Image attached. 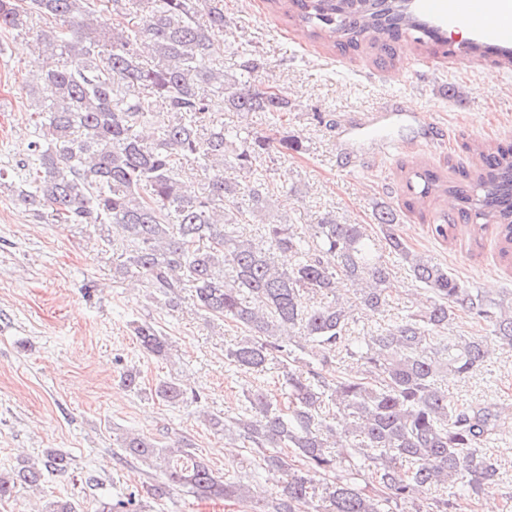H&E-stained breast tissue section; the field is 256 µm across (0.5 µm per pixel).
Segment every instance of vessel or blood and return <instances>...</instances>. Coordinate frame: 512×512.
<instances>
[{"label":"vessel or blood","mask_w":512,"mask_h":512,"mask_svg":"<svg viewBox=\"0 0 512 512\" xmlns=\"http://www.w3.org/2000/svg\"><path fill=\"white\" fill-rule=\"evenodd\" d=\"M493 0H416L415 14L424 18L442 15L455 17L467 22L481 33L489 36L501 46L512 44V26L492 23ZM425 115L407 113L392 107L382 112H368L341 125V133L346 137L377 131L400 122L425 123Z\"/></svg>","instance_id":"obj_1"}]
</instances>
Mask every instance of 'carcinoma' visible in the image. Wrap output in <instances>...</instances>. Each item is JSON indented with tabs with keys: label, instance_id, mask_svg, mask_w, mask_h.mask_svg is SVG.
<instances>
[{
	"label": "carcinoma",
	"instance_id": "cac0c4a2",
	"mask_svg": "<svg viewBox=\"0 0 512 512\" xmlns=\"http://www.w3.org/2000/svg\"><path fill=\"white\" fill-rule=\"evenodd\" d=\"M273 2L293 3L291 20L313 37L337 35L345 48L364 44L377 51L376 63L390 67L401 63L395 43L403 34L428 49L444 44L397 0ZM112 12L104 19L96 0H0V31L34 34L44 57L26 85L33 162L19 173L0 167V188L38 219L108 226L122 242L114 273L140 274L152 297L173 308L188 290L199 309L243 328L247 336L225 351L229 365L263 372L274 360L282 364L286 405L254 390L245 395L244 414L206 415L211 430L250 445L268 474L281 477L265 512H393L391 503L413 502L423 488L471 497L494 488L498 467L483 445L505 407H461L439 379L448 371L465 377L497 349L512 347V304L486 300L412 251L392 212L381 211L376 221L390 253L429 297L379 332L352 336L350 301L383 312L391 270L360 224L327 216L298 225L270 213L269 189L251 180L253 161L273 149L298 151L301 143L252 135L214 116L222 103L243 118L265 112L276 125L288 118V101L256 84L257 60L245 61L235 79L224 75V50L210 35L224 29V9L215 0H112ZM466 149L477 163L453 185L428 169L407 173L405 206L453 193L460 218L480 229L494 219L501 254L512 255V145ZM188 162L204 175L193 193L179 177ZM226 168L241 179L224 177ZM260 215L261 238L246 236L240 225ZM457 229L445 215L430 225L445 242L457 239ZM278 253L293 255L294 265L280 268ZM310 293L332 300L309 306ZM460 313L488 322L490 335L442 338ZM133 334L144 353L169 357L170 339L153 324L137 323ZM342 352L350 359L344 375L325 380L331 358ZM153 393L177 406L187 389L170 377ZM333 409L339 432L324 419ZM115 441L120 455L162 469L166 482L153 488L159 496L175 486L200 498L247 497L244 485L224 481L182 445L133 432ZM281 448L302 466L288 463ZM403 463L407 479L399 481L395 470ZM69 465L59 450L39 463L21 461L0 473V500L18 487L38 488L44 473ZM362 465L373 469L369 491L352 481Z\"/></svg>",
	"mask_w": 512,
	"mask_h": 512
}]
</instances>
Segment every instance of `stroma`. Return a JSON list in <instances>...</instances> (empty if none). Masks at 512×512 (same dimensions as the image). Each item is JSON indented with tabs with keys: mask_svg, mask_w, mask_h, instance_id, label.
<instances>
[{
	"mask_svg": "<svg viewBox=\"0 0 512 512\" xmlns=\"http://www.w3.org/2000/svg\"><path fill=\"white\" fill-rule=\"evenodd\" d=\"M224 72L238 76L244 56L259 60L262 87L285 94L287 121L272 126L267 114L249 116L256 135L294 137L300 152L258 157L254 175L272 189L275 208L293 223L314 224L335 217L340 224L364 225L380 238L375 217L392 210L399 234L415 252L448 267L463 284L488 299H512V260L502 257L495 226L463 228L457 241L432 236L435 216L457 217L454 199L431 197L407 209L406 171L425 168L455 180V168L475 159L466 142L512 143V67L494 54L469 51L463 38L447 50L430 52L410 37L400 66L381 67L370 51L341 52L332 40L311 37L273 0H224ZM0 166L31 162L28 143L33 122L23 86L40 66L31 37L0 32ZM389 103L425 113L428 130L395 125L403 144L389 159L377 158L367 139L342 148L337 123L377 112ZM101 227L49 224L18 207L0 191V473L22 456L46 449L66 453L65 474L47 473L38 490H19L0 501V512H36L51 500L87 508L100 500L135 496L138 512H253L275 495L273 479L248 449L229 451L223 435L212 432L201 411L234 417L245 408L244 395L264 390L286 404L280 369L241 370L224 360V349L241 336L235 323L212 320L192 298L171 310L149 298L139 277L115 278L119 241L101 243ZM393 291L385 311L358 310L351 324L363 336L417 309L419 292L406 265L389 261ZM161 327L174 341L169 359L144 355L132 333L136 322ZM137 370L140 392L120 381ZM186 379L196 401L169 407L149 394L158 380ZM444 384L455 403L489 402L512 408V350L497 351L468 377L447 375ZM133 430L167 442L184 440L213 470L253 490L248 501L197 499L183 493L155 496L160 471L114 455L113 434ZM485 452L500 467L502 480L478 498L454 497V512H512V436L496 431Z\"/></svg>",
	"mask_w": 512,
	"mask_h": 512,
	"instance_id": "35a3bbf8",
	"label": "stroma"
}]
</instances>
